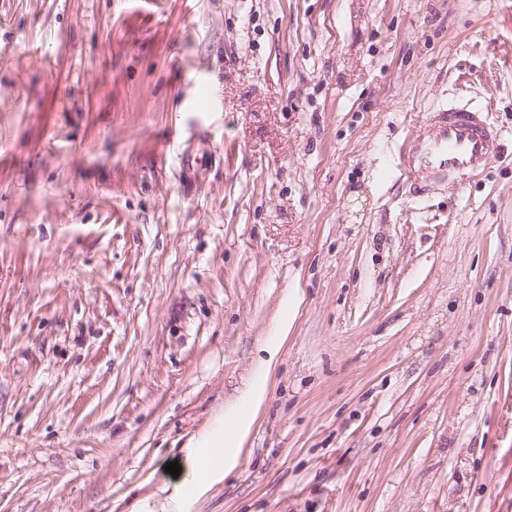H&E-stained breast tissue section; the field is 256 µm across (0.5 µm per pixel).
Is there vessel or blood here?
<instances>
[{
	"label": "vessel or blood",
	"mask_w": 512,
	"mask_h": 512,
	"mask_svg": "<svg viewBox=\"0 0 512 512\" xmlns=\"http://www.w3.org/2000/svg\"><path fill=\"white\" fill-rule=\"evenodd\" d=\"M501 135L484 111L451 102L435 108L410 140L404 166L418 191L431 185H459L500 155Z\"/></svg>",
	"instance_id": "b4317fda"
}]
</instances>
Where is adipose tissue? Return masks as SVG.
I'll return each instance as SVG.
<instances>
[{
  "mask_svg": "<svg viewBox=\"0 0 512 512\" xmlns=\"http://www.w3.org/2000/svg\"><path fill=\"white\" fill-rule=\"evenodd\" d=\"M263 395V380L254 381L245 400L219 414L209 427L192 439L184 466L173 484L171 501L185 500L189 491L212 485L234 468L241 443Z\"/></svg>",
  "mask_w": 512,
  "mask_h": 512,
  "instance_id": "obj_1",
  "label": "adipose tissue"
}]
</instances>
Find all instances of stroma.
<instances>
[{
    "instance_id": "1",
    "label": "stroma",
    "mask_w": 512,
    "mask_h": 512,
    "mask_svg": "<svg viewBox=\"0 0 512 512\" xmlns=\"http://www.w3.org/2000/svg\"><path fill=\"white\" fill-rule=\"evenodd\" d=\"M267 359L184 512H512V0H0V512H158ZM501 146V134L482 109L448 102L435 108L412 135L404 166L419 192L431 185H460L491 165ZM265 378L266 373L253 382L245 400L226 413L223 411L192 439L181 473L173 482L172 502L185 500L189 491L212 485L234 468L242 440L253 422L254 411L262 401Z\"/></svg>"
}]
</instances>
